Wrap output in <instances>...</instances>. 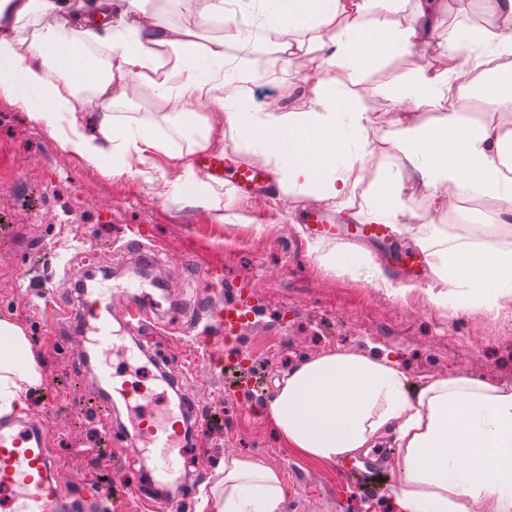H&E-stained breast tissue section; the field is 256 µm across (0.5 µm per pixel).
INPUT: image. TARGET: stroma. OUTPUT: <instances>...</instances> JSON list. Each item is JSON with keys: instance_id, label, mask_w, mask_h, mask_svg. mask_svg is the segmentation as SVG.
I'll return each instance as SVG.
<instances>
[{"instance_id": "obj_1", "label": "stroma", "mask_w": 512, "mask_h": 512, "mask_svg": "<svg viewBox=\"0 0 512 512\" xmlns=\"http://www.w3.org/2000/svg\"><path fill=\"white\" fill-rule=\"evenodd\" d=\"M438 2L430 48L385 60L354 80L333 66L319 70L323 78L343 82L361 107L378 112L369 167H377L379 155H398L381 140L398 110L381 101L389 84L424 64L440 72L469 64L472 52L453 48L457 35L471 26L497 29L479 0ZM198 9L197 0L149 4L151 15L196 28L205 39L235 26L255 30L256 51L284 63L280 41L271 40L262 24L267 0H238L230 22L197 24ZM226 55L220 78L236 88L224 99L228 109L314 107L303 82L314 69L308 59L287 65L289 77L282 81L250 74L235 44H228ZM146 92V86L131 83L113 103V114L124 122L155 124L170 149L189 153L195 134L180 128L165 105L140 111ZM223 164L225 177L214 184L205 208L178 187L185 177L201 178L199 169L158 155L145 167L112 174L64 149L58 135L31 120L20 105L0 99V317L26 330L45 376L29 417L43 426L63 483L95 482L108 492V499L88 512H154L166 502L171 512H197L200 494L229 453L260 456L283 474L292 489L285 512H390L397 481L389 464L393 449H382L360 481L353 474L355 462L317 464L280 447L259 414L275 380L300 359L371 348L403 357L415 384L451 371L511 385L512 304L495 316L434 308L425 292V265L416 249L396 236L364 247L394 279L411 284L405 295H387L361 275L318 268L301 234L312 222L308 208L318 207L338 244L352 223L348 211L293 193L265 202L240 197L233 172L244 164L263 168L267 161L261 152L242 150L237 131L229 127ZM82 253L98 256L111 283L128 289L112 306L114 330L126 329L121 312L128 296L141 290L150 296L136 331L144 350L141 370L127 378L132 391L163 389L187 407L186 428L201 453L186 458L176 501L142 469L129 467L135 434L125 400L114 397L109 417H102L99 405L106 399L96 382L97 363L73 357L83 343L84 324L63 312L82 302L74 265ZM209 280L222 284L226 303L248 307L249 319L238 330L225 332L204 305ZM228 357L240 362L229 376L222 367Z\"/></svg>"}]
</instances>
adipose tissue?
Instances as JSON below:
<instances>
[{"label":"adipose tissue","instance_id":"ef3b65f1","mask_svg":"<svg viewBox=\"0 0 512 512\" xmlns=\"http://www.w3.org/2000/svg\"><path fill=\"white\" fill-rule=\"evenodd\" d=\"M148 0H0V97L19 103L31 119L57 130L70 122L61 144L113 173L144 164L167 147L148 124L131 126L111 112H78L80 88L109 98L113 83L148 84L169 103L179 123L202 130L199 149L240 135L245 151L262 152L281 190L341 201L371 223L394 233L412 231L431 272L426 288L437 309H479L495 315L512 301V242L472 236L462 240L436 224L407 225L411 198L420 189L439 195L451 187L497 200L481 227L512 222V40L480 27L462 31L460 49L481 48L473 67L436 73L419 69L391 83L387 96L411 102L386 135L405 165L370 169V132L377 113L360 109L341 82L309 75L315 108L303 112L225 109L213 67L226 58L225 39L199 42L195 31L142 24ZM270 25L291 32L319 31L309 46L285 43L283 51L315 53L320 63L357 74L408 54L422 37L421 22L436 0H416L418 25L396 18L401 0H272ZM78 7L83 24L67 30L61 19ZM474 91L498 108L479 120L460 112L452 92ZM205 99L222 113L215 125L191 108ZM436 112L422 123L418 110ZM319 267L337 275L366 270L375 287L404 295L372 254L348 245L310 243ZM45 376L21 326L0 317V418L27 413ZM262 414L277 440L301 458L335 464L368 456L390 444L398 483L392 512H512V385L458 373L412 384L394 354L339 349L290 368L275 382ZM290 488L283 474L251 455L225 456L202 498L212 512H284Z\"/></svg>","mask_w":512,"mask_h":512}]
</instances>
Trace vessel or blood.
<instances>
[{"label": "vessel or blood", "instance_id": "obj_1", "mask_svg": "<svg viewBox=\"0 0 512 512\" xmlns=\"http://www.w3.org/2000/svg\"><path fill=\"white\" fill-rule=\"evenodd\" d=\"M113 290L102 287L94 293L92 308L70 310L73 318L92 319L88 341L99 348L104 360L99 383L107 392L127 396L129 385L112 368L113 357L132 360L134 352L122 337L112 332ZM143 452L139 462L143 469L155 473L170 496H177L181 486L178 461L185 455L176 423L183 418V403L159 405L153 392L139 394L130 405ZM100 488L87 483L66 486L59 477L56 460L44 445L40 424L26 421L20 425H0V504L6 512H73L78 502L99 496Z\"/></svg>", "mask_w": 512, "mask_h": 512}]
</instances>
